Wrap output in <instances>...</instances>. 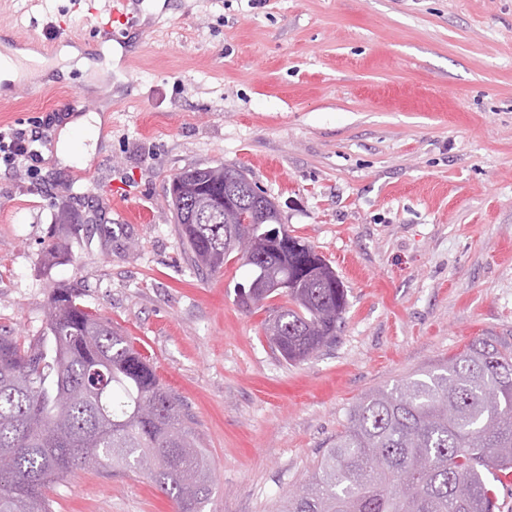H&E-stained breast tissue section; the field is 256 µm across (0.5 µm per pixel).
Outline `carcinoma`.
<instances>
[{
	"label": "carcinoma",
	"mask_w": 512,
	"mask_h": 512,
	"mask_svg": "<svg viewBox=\"0 0 512 512\" xmlns=\"http://www.w3.org/2000/svg\"><path fill=\"white\" fill-rule=\"evenodd\" d=\"M234 167L176 176L185 199L209 209L194 224L174 207L182 244L213 275L230 255L252 281L263 267L228 240L224 175ZM267 254L292 281L264 333L288 362L329 347L347 306L343 282L302 238ZM0 512H51L46 490L75 470L145 473L176 512H204L210 464L183 402L123 332L56 288L46 327L28 341L0 334ZM512 471V350L489 338L425 374L369 392L321 458L312 479L271 512H495L485 473Z\"/></svg>",
	"instance_id": "1"
}]
</instances>
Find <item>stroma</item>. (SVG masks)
I'll list each match as a JSON object with an SVG mask.
<instances>
[{"label": "stroma", "instance_id": "1", "mask_svg": "<svg viewBox=\"0 0 512 512\" xmlns=\"http://www.w3.org/2000/svg\"><path fill=\"white\" fill-rule=\"evenodd\" d=\"M0 0V41L31 38L44 76L0 94V128L55 121L36 176L0 166V329L33 338L54 288L120 328L187 406L210 461L205 512H269L368 392L477 338L512 347V0ZM62 24L89 66L59 57ZM111 71V85L99 75ZM99 100L96 150L65 165L70 96ZM240 168L342 280L334 345L289 363L267 306L240 308L239 261L199 274L178 173ZM69 205L80 231L56 223ZM57 243L64 259L46 263ZM53 512H174L146 475L79 470ZM133 0H114L109 10L110 19L107 23L98 24L99 31L106 39L112 38V32L120 26H131L137 20V11Z\"/></svg>", "mask_w": 512, "mask_h": 512}]
</instances>
